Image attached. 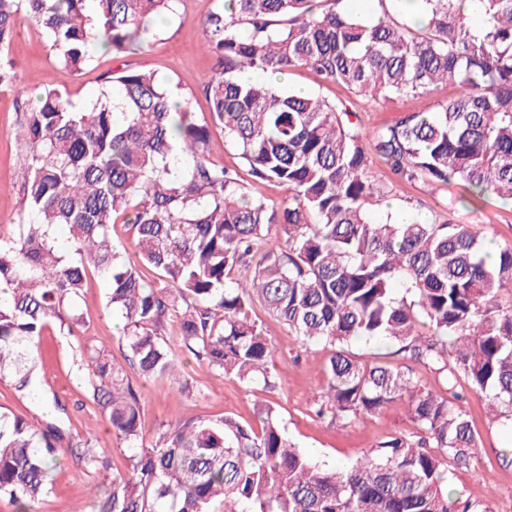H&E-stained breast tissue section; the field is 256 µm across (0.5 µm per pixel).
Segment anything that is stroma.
Segmentation results:
<instances>
[{
    "label": "stroma",
    "instance_id": "35a3bbf8",
    "mask_svg": "<svg viewBox=\"0 0 512 512\" xmlns=\"http://www.w3.org/2000/svg\"><path fill=\"white\" fill-rule=\"evenodd\" d=\"M216 5V0H182L177 16L158 23L154 40L142 52L119 58L108 49L93 50L89 66L64 78L68 97L76 106H85L113 71L125 64L171 79L179 93L192 97L197 117L208 116L209 106L202 89L216 71L218 60L203 47L200 23ZM9 55L17 63L18 79L13 87L0 89V222L15 218L20 197L22 174L14 137L16 103L34 99L54 73V54L45 35L27 20L19 21ZM285 85L309 90L330 101H349L359 126L366 132L395 120L401 113L434 108L456 93L454 86L441 84L417 98L355 96L306 68L289 74ZM369 174L389 187L392 211H403L414 218L446 216L449 190L432 191L419 183L400 181L377 157L370 164ZM456 218L471 224L484 240L499 246L512 244L511 200L491 194L478 211H463ZM80 307L81 326L68 332L55 325L40 339L42 363L36 398L19 396L10 383H0V410L35 423L43 407L60 405L59 415L73 437L96 438L110 464L106 470H86L77 464L73 450H64L59 466L48 478V491L38 512H94L93 489L106 488L113 469L124 468L129 462V453L113 437L108 415L94 401L84 372L73 364L76 351L87 345L123 361L126 350L120 334L122 320L107 309L103 282L96 276L89 278ZM253 317L273 345V368L282 378L281 385L260 391L238 380L211 374L189 355L182 366L189 389L183 393L178 392L176 384L149 382L135 370H128L127 376L141 396L142 433L146 440H154L163 425L177 419L223 415L253 419L258 400L278 409L283 425L298 446L309 449L314 460L331 465L353 462L377 441L410 429L407 407L399 401L375 416L349 421L317 417V399L325 385L326 350L290 335L263 307H255ZM463 408L479 432L481 443L471 467L453 471L450 485L462 497L488 506L491 512H512V466H504L500 460L501 453L512 449V432L491 423L485 401L476 395H469Z\"/></svg>",
    "mask_w": 512,
    "mask_h": 512
}]
</instances>
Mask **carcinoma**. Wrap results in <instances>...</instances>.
<instances>
[{
  "label": "carcinoma",
  "mask_w": 512,
  "mask_h": 512,
  "mask_svg": "<svg viewBox=\"0 0 512 512\" xmlns=\"http://www.w3.org/2000/svg\"><path fill=\"white\" fill-rule=\"evenodd\" d=\"M181 0H0V86L16 80L8 48L22 17L43 31L57 77L37 102L17 103L23 173L17 221L0 233V380L33 394L38 343L53 324H82L88 277L125 324L126 360L148 380H177L181 356L265 390L278 385L273 345L254 306L303 343L329 350L315 413L351 420L401 401L412 428L348 465L319 463L288 437L275 407L254 420H175L148 443L143 407L124 368L86 350L87 382L112 433L134 450L112 472L95 512H492L448 491V471L475 460L479 433L460 404L459 378L512 417V245L486 266L470 224L392 214L375 222L387 187L368 175L376 155L393 175L466 197L512 200V0H401L381 17L345 0H222L202 21L220 64L205 83L210 120L152 71L124 68L84 108L58 78L92 60L145 48L153 22ZM306 67L350 93L419 96L457 88L435 111L406 112L365 136L344 101L248 77ZM239 151L249 179L209 160L212 130ZM288 190L279 205L252 183ZM130 226L133 253L112 245ZM404 288L395 295L393 285ZM387 340L433 373L446 394L405 363L363 361L353 342ZM70 439L49 410L38 427L0 413V494L35 512ZM77 462L95 469L105 450L83 440Z\"/></svg>",
  "instance_id": "obj_1"
}]
</instances>
